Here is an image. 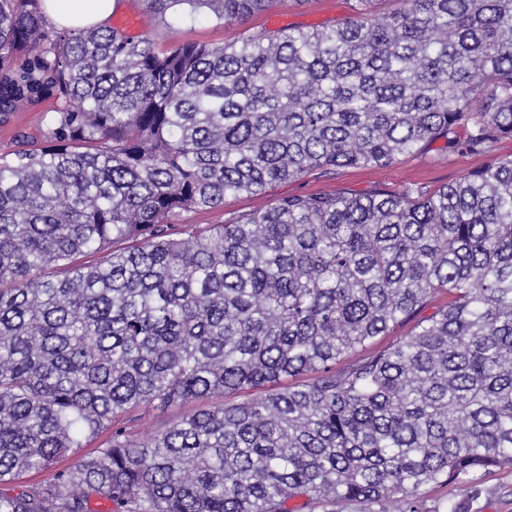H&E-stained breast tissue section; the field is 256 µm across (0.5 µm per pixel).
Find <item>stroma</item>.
<instances>
[{
    "label": "stroma",
    "instance_id": "stroma-1",
    "mask_svg": "<svg viewBox=\"0 0 512 512\" xmlns=\"http://www.w3.org/2000/svg\"><path fill=\"white\" fill-rule=\"evenodd\" d=\"M359 6V0H273L267 11L242 20L177 22L155 15L147 9L144 0H118L109 23L119 26L132 15L139 22L138 36L154 37L162 44L227 45L247 35L264 36L279 30L332 26L356 15ZM60 105V100L44 96L21 100L16 112L0 114V157H12L21 147L22 136L42 137L49 116ZM507 157H512L510 136L499 138L480 152L451 150L440 140L416 153L401 156L385 167H344L331 172L314 169L297 180L276 184L258 195L226 197L223 207L218 209L178 213L172 223L178 229L187 224L201 228L231 224L247 214L268 208L276 199L287 195L370 194L379 190L400 193L409 189L429 192L459 181L493 159ZM189 410L186 404H176L162 412L139 409L137 420L124 422L125 434L130 440L147 443ZM421 499L426 512L453 502L458 503L459 512H512V468L491 470L464 496L452 484L426 485Z\"/></svg>",
    "mask_w": 512,
    "mask_h": 512
}]
</instances>
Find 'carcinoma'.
I'll list each match as a JSON object with an SVG mask.
<instances>
[{
	"mask_svg": "<svg viewBox=\"0 0 512 512\" xmlns=\"http://www.w3.org/2000/svg\"><path fill=\"white\" fill-rule=\"evenodd\" d=\"M40 2L0 0V112L64 102L51 145L0 158V483L112 439L0 491V512H422V487L512 467L511 158L427 195H289L168 224L311 169L512 136V0H402L229 46L58 32ZM269 3L146 0L219 21ZM437 292L410 335L336 369ZM255 389L143 446L117 428L142 404ZM74 459L71 456H65L60 459H58L57 463L55 464V467L50 470H33L26 475H24L20 480H18L14 485L10 484H2L0 485V491L5 490H12V488L15 486L17 489H20L22 486H32L37 485L40 483H44L45 481H48L53 473L57 470H62L70 467L73 463ZM16 489V490H17Z\"/></svg>",
	"mask_w": 512,
	"mask_h": 512,
	"instance_id": "carcinoma-1",
	"label": "carcinoma"
}]
</instances>
